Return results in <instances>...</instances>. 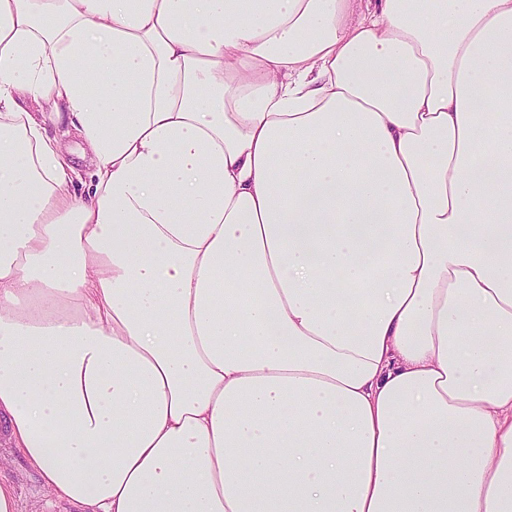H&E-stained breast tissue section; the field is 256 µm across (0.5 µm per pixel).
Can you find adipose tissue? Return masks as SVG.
<instances>
[{
  "instance_id": "obj_1",
  "label": "adipose tissue",
  "mask_w": 512,
  "mask_h": 512,
  "mask_svg": "<svg viewBox=\"0 0 512 512\" xmlns=\"http://www.w3.org/2000/svg\"><path fill=\"white\" fill-rule=\"evenodd\" d=\"M0 415L77 512H512V0H0Z\"/></svg>"
}]
</instances>
